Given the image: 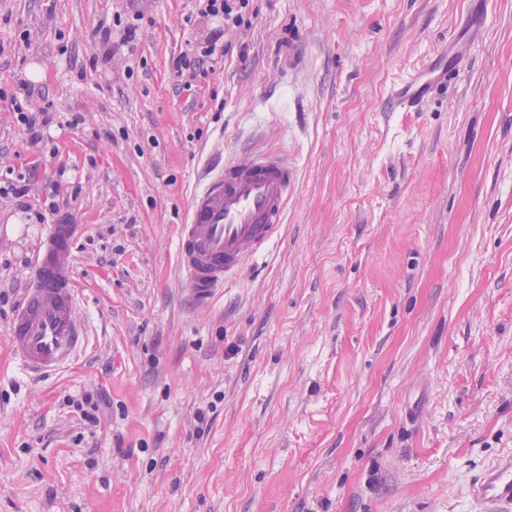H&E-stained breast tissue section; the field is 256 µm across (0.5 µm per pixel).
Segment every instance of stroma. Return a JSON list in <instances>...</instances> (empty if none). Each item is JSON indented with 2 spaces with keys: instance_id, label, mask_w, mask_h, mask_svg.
<instances>
[{
  "instance_id": "obj_1",
  "label": "stroma",
  "mask_w": 512,
  "mask_h": 512,
  "mask_svg": "<svg viewBox=\"0 0 512 512\" xmlns=\"http://www.w3.org/2000/svg\"><path fill=\"white\" fill-rule=\"evenodd\" d=\"M482 2L246 0L228 26L195 0H0V172L29 187L0 197V512H474L512 450V0ZM468 15L448 82L391 111ZM12 97L48 112L39 144ZM239 136L296 186L202 308L180 226ZM60 214L87 341L34 380L7 330Z\"/></svg>"
}]
</instances>
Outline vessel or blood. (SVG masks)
<instances>
[{
	"label": "vessel or blood",
	"mask_w": 512,
	"mask_h": 512,
	"mask_svg": "<svg viewBox=\"0 0 512 512\" xmlns=\"http://www.w3.org/2000/svg\"><path fill=\"white\" fill-rule=\"evenodd\" d=\"M449 47L429 65L391 91L390 105L410 111L425 99L435 80L448 72ZM295 170L281 153L242 151L225 160L191 198L177 243V261L195 305L208 306L243 267L263 255L285 217ZM77 224L45 225L41 248L8 330L22 367L33 374L60 370L81 349L86 330L76 316L72 243ZM470 494L484 512L512 505V452L474 476Z\"/></svg>",
	"instance_id": "1"
}]
</instances>
